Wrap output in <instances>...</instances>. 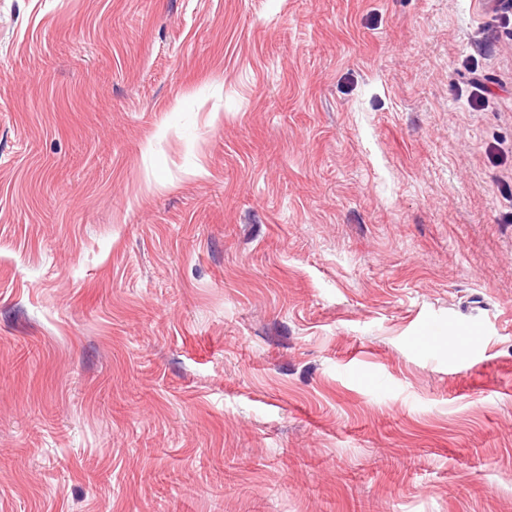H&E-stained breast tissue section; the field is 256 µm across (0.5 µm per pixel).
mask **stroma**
Listing matches in <instances>:
<instances>
[{"mask_svg":"<svg viewBox=\"0 0 512 512\" xmlns=\"http://www.w3.org/2000/svg\"><path fill=\"white\" fill-rule=\"evenodd\" d=\"M0 512H512V0H0Z\"/></svg>","mask_w":512,"mask_h":512,"instance_id":"obj_1","label":"stroma"}]
</instances>
